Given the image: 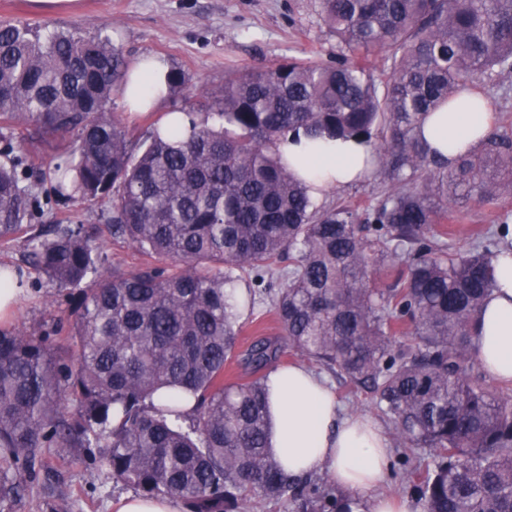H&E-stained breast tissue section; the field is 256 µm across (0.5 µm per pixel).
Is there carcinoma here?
I'll return each instance as SVG.
<instances>
[{"instance_id": "cac0c4a2", "label": "carcinoma", "mask_w": 512, "mask_h": 512, "mask_svg": "<svg viewBox=\"0 0 512 512\" xmlns=\"http://www.w3.org/2000/svg\"><path fill=\"white\" fill-rule=\"evenodd\" d=\"M353 62L288 60L204 89L196 121L140 140L113 111L128 61L107 35H44L0 24V121L20 142L0 162V243L52 201L107 205L112 240L153 262L105 269L76 224L29 233L24 262L82 288L70 360L35 329L0 331V512L50 471L45 449L98 448L112 482L187 512H352L342 493L291 478L266 448L264 377L224 382L240 312L281 278L272 310L284 344L255 341L259 374L283 346L368 391L399 448H430L407 472L423 512H512V387L475 372L495 262L487 231L459 249L443 223L512 195V123L447 165L417 135L465 88L512 74V0H322ZM386 53L379 83L364 61ZM354 139L393 181L359 211L323 208L279 154L288 134ZM47 145L64 161L54 197L29 184ZM390 280L379 279L381 270ZM91 280L94 287L83 284ZM74 411H63L67 396ZM191 395L189 413L179 404Z\"/></svg>"}]
</instances>
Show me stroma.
I'll return each mask as SVG.
<instances>
[{
	"mask_svg": "<svg viewBox=\"0 0 512 512\" xmlns=\"http://www.w3.org/2000/svg\"><path fill=\"white\" fill-rule=\"evenodd\" d=\"M0 21L27 22L40 28H77L96 35L108 24L112 43L128 61L147 54L181 71L200 88L223 84L225 73L247 66L274 67L291 59L332 61L344 47L323 23L320 0H80L74 11L36 7L33 0H0ZM389 185L373 174L351 187L329 191L322 206L366 207ZM102 204L66 203L45 212L41 224H82L98 237L106 267L130 271L141 256L113 242ZM26 292L13 318L0 330L41 328L50 331L55 348L76 358L78 344L71 334L80 306L78 290L60 288L37 270L25 272ZM271 283L256 305L258 319L242 317L237 352L258 338H277L280 330L270 310ZM91 449L50 448L49 465L56 478L32 484L15 512H112L111 504L127 492L113 485L104 470L90 462Z\"/></svg>",
	"mask_w": 512,
	"mask_h": 512,
	"instance_id": "obj_1",
	"label": "stroma"
}]
</instances>
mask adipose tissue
<instances>
[{"mask_svg": "<svg viewBox=\"0 0 512 512\" xmlns=\"http://www.w3.org/2000/svg\"><path fill=\"white\" fill-rule=\"evenodd\" d=\"M168 71L155 57H139L128 71L126 106L133 111L162 109ZM492 128L487 97L471 88L449 109L423 119L418 134L430 152L450 162L477 146ZM279 151L316 201L328 190L359 183L376 167L372 150L352 140L287 139ZM497 280L480 318L477 359L491 377L511 379L512 255L500 257ZM266 388L267 450L285 473H327L332 484L351 495L357 512H408L406 503L374 494L389 473L390 448L383 430L369 417L344 415L326 378L304 365H291L272 370Z\"/></svg>", "mask_w": 512, "mask_h": 512, "instance_id": "ef3b65f1", "label": "adipose tissue"}]
</instances>
